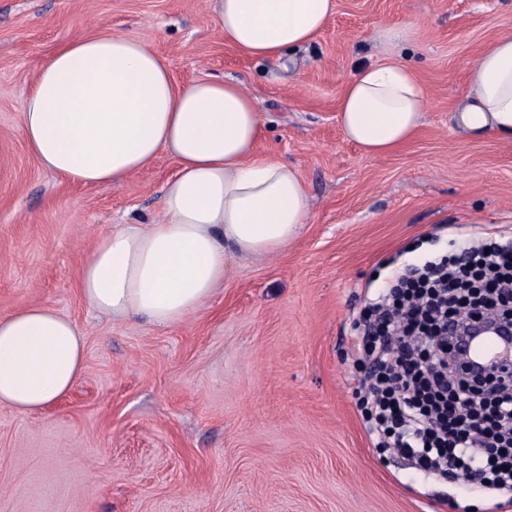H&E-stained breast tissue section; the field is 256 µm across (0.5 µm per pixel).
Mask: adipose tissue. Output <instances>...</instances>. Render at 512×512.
<instances>
[{"label":"adipose tissue","mask_w":512,"mask_h":512,"mask_svg":"<svg viewBox=\"0 0 512 512\" xmlns=\"http://www.w3.org/2000/svg\"><path fill=\"white\" fill-rule=\"evenodd\" d=\"M226 43L279 59L328 23L336 0H213ZM470 130L512 136V36L496 40L473 66ZM428 92L406 64L359 66L344 85L338 118L366 156L384 157L418 131ZM21 132L43 168L79 185L122 184L162 155L177 163L162 188V220L102 234L80 270L83 300L116 320L182 324L223 283L230 254L261 259L300 235L311 203L297 168L260 153V115L235 80L175 85L166 61L123 34L86 33L39 70ZM85 338L48 305L0 318V404L45 409L84 367Z\"/></svg>","instance_id":"adipose-tissue-1"}]
</instances>
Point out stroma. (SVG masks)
<instances>
[{
    "label": "stroma",
    "mask_w": 512,
    "mask_h": 512,
    "mask_svg": "<svg viewBox=\"0 0 512 512\" xmlns=\"http://www.w3.org/2000/svg\"><path fill=\"white\" fill-rule=\"evenodd\" d=\"M392 52L428 89L416 136L365 156L337 120L356 68ZM121 33L177 84L232 77L260 114L259 149L295 165L311 198L301 236L237 258L182 325L112 322L78 290L100 234L152 224L177 164L160 156L118 186L45 170L21 113L45 60L83 32ZM512 35V0H336L287 61L225 44L209 0H0V317L45 304L84 333L70 393L33 413L0 404V512H512L489 494L374 447L356 322L397 270L512 233V137L458 115L483 51Z\"/></svg>",
    "instance_id": "obj_1"
}]
</instances>
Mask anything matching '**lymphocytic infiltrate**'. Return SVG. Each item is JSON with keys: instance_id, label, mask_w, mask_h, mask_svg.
<instances>
[{"instance_id": "1", "label": "lymphocytic infiltrate", "mask_w": 512, "mask_h": 512, "mask_svg": "<svg viewBox=\"0 0 512 512\" xmlns=\"http://www.w3.org/2000/svg\"><path fill=\"white\" fill-rule=\"evenodd\" d=\"M512 292V241L441 257L405 271L393 292L369 303L362 350L375 372L363 410L380 448L439 476L460 468L475 486L512 491V383L483 395L466 375L448 378L449 318Z\"/></svg>"}]
</instances>
